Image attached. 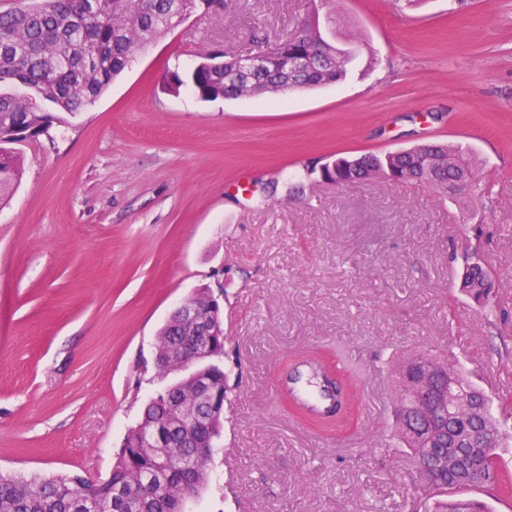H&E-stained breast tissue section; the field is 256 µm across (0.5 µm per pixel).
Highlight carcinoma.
Masks as SVG:
<instances>
[{"instance_id": "obj_1", "label": "carcinoma", "mask_w": 512, "mask_h": 512, "mask_svg": "<svg viewBox=\"0 0 512 512\" xmlns=\"http://www.w3.org/2000/svg\"><path fill=\"white\" fill-rule=\"evenodd\" d=\"M204 0H25L23 5L0 12V206L7 203L21 179V140H34L63 122L58 113L75 115L97 102L112 80L133 61L135 54L173 33ZM324 54L321 65L302 74L288 71V55ZM264 69L250 77L236 73L237 60L218 53L204 56L186 72L166 71L164 90L180 93L191 86L202 101L241 98L255 90L279 94L284 86L299 89L337 84L349 67L336 58L335 47L322 42L318 20L311 19L300 34L279 42L262 54ZM460 146L434 145L404 153H369L338 156L319 171L322 180L348 184L362 179L402 182L408 178L426 181L438 188L443 173L472 171ZM478 307L489 312L495 293L493 274L478 262L462 288ZM182 335L177 321L168 322L157 335L161 347ZM224 347L215 348L212 361L200 363V379L224 391ZM426 358L440 372L469 384L445 354L418 352L396 369L399 395L396 410L419 420L417 385L412 365ZM192 383L182 382L158 390L146 404L148 419L169 417L180 399H190ZM199 428L177 429L169 448H141L136 427H129L112 468L104 479H89L80 473L30 477L0 473V512H183L179 500L181 482L199 478L206 486L214 458L223 453L221 444L200 455L195 448ZM398 438L416 464L429 492L425 512H489L486 502L470 497L468 481L473 470L482 473L487 492L512 496V476L504 473L500 448L505 436L491 413L445 410L442 422L416 435L398 423ZM454 453L456 463L439 468L440 458Z\"/></svg>"}]
</instances>
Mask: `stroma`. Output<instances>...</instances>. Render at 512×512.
<instances>
[{"label":"stroma","instance_id":"35a3bbf8","mask_svg":"<svg viewBox=\"0 0 512 512\" xmlns=\"http://www.w3.org/2000/svg\"><path fill=\"white\" fill-rule=\"evenodd\" d=\"M314 14L376 66L280 105L161 88L165 67L259 53ZM435 142L467 151L485 195L307 172ZM20 150L0 209V471L107 475L159 386V329L206 285L224 291V452L187 512H424L394 382L372 374L413 351L454 348L493 381V413L512 402V0H224ZM472 256L496 279L489 316L459 288ZM320 350L357 382L339 434L273 391Z\"/></svg>","mask_w":512,"mask_h":512}]
</instances>
